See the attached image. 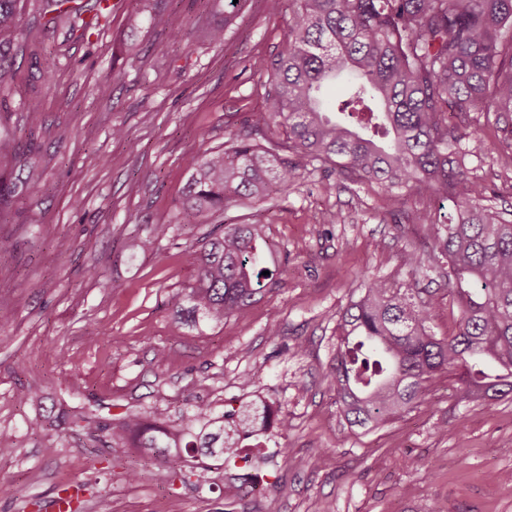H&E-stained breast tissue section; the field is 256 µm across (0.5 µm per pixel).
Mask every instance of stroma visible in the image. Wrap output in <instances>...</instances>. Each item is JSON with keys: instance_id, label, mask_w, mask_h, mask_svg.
<instances>
[{"instance_id": "obj_1", "label": "stroma", "mask_w": 512, "mask_h": 512, "mask_svg": "<svg viewBox=\"0 0 512 512\" xmlns=\"http://www.w3.org/2000/svg\"><path fill=\"white\" fill-rule=\"evenodd\" d=\"M158 7L181 18L183 37L151 25ZM291 12L290 0L276 12L245 0L214 44L205 30L223 19L224 0H124L78 40L70 19L46 24L38 0H19L27 43L0 112V137L19 154L0 158V181L33 187L0 207V298L14 310L0 326V432L14 446L0 455V512H43L71 486L82 490L78 512H431L437 502L512 512V401L465 400L448 371L427 382L420 406L367 433L340 420L325 380L340 315L368 278L437 292L429 327L453 332L459 304L444 280H411L402 263L413 250L432 255L425 219L453 217L452 201L404 189L391 211L377 185L302 158L287 194L185 221L189 158L267 111V78L253 64L286 49ZM451 121L484 135L487 149L469 167L491 207L512 211L502 150L512 127L482 112ZM330 213L338 223H325ZM224 222L264 225L286 270L246 316L196 321L168 297L197 278L185 252ZM159 227L152 251L125 249L126 237ZM253 372L259 381L243 387ZM260 398L289 428L247 439L267 480L236 499L171 484L163 463L112 443L113 420L130 411L174 416L204 401L220 415ZM80 413L100 423L97 440L74 432Z\"/></svg>"}]
</instances>
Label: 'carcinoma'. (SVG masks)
Instances as JSON below:
<instances>
[{"instance_id":"obj_1","label":"carcinoma","mask_w":512,"mask_h":512,"mask_svg":"<svg viewBox=\"0 0 512 512\" xmlns=\"http://www.w3.org/2000/svg\"><path fill=\"white\" fill-rule=\"evenodd\" d=\"M16 0H0V87L10 70L5 53L24 32L14 20ZM288 50L254 63L269 76L271 110L223 149L192 159L182 200L189 224L272 192L288 193L299 167L274 166L265 127L279 121L288 149L310 162L340 167L376 183L386 206L398 204L396 188H415L446 199L455 216L433 222V240L448 268L431 267L458 297L456 330L438 337L427 330L438 297L421 288H393L369 278L362 295L343 310L326 379L337 410L351 427L371 431L422 403L424 383L446 370H461L462 397L499 401L512 396V221L483 204L487 187L471 177L468 159L486 150L476 130L461 135L445 115L512 113V0H292ZM241 3L224 0V24L207 29L219 43ZM108 11L73 30L83 37ZM150 22L179 38L172 13ZM336 77L344 99L325 100ZM277 249L257 224L223 225L222 233L186 253L198 271L188 289L172 293L179 308L206 319L247 313L275 288L284 273ZM272 407L253 404L216 415L197 403L173 421L163 409L128 412L112 424V440L166 464L171 482L212 485V469L239 460L240 440L270 428Z\"/></svg>"}]
</instances>
